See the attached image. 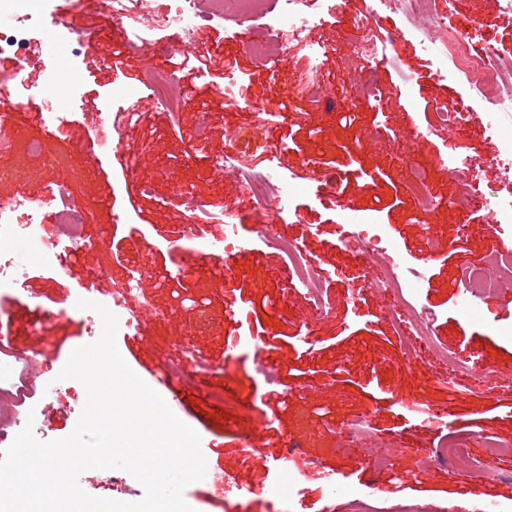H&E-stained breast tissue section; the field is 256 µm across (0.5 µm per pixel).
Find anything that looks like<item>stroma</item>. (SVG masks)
Segmentation results:
<instances>
[{"label":"stroma","mask_w":512,"mask_h":512,"mask_svg":"<svg viewBox=\"0 0 512 512\" xmlns=\"http://www.w3.org/2000/svg\"><path fill=\"white\" fill-rule=\"evenodd\" d=\"M370 5L309 0L315 24L300 38L282 35L283 53L261 62L246 46L247 39L262 37L260 21L214 19V0H195L196 51L211 53L213 62L205 71L185 70L188 92L170 105L150 88L152 71L166 68L167 60L147 58L139 46L174 42L173 30L129 27L130 46L114 58L91 48L76 59L58 51L75 24L113 32L95 0H48L25 60L8 56L0 62V82L15 88L20 100L11 121L0 127V197L44 196L67 181V203L88 215L85 234L98 243L92 250L62 252L59 269L16 251L25 275L18 290L0 293V336L40 361L32 396L46 383L56 391L38 418L45 439L69 435L86 401L80 382L59 377L71 351L90 341L75 296L89 289L98 301H108L113 288L140 274L150 285L155 315L137 337L118 329L116 343L127 365L143 378L187 349L212 369L186 385L196 404L179 414L199 434L210 473L183 492L194 512H270L269 497L257 487L279 481L275 464L292 441L300 444V467L312 464L339 481L371 486L369 502L380 512L408 505L421 512L443 506L477 512L486 501L512 512V454L499 456L493 480H475L448 465L418 479L402 478L367 463L369 456L394 454L400 469L411 473L421 466L419 449L446 439L466 440L470 455L480 460L485 438L512 444V336L500 333L501 323L512 321V285L488 295L480 318L465 317L456 307L463 270L486 264L499 240L482 209L464 214L453 207L460 186L448 176L447 142L472 161L482 190L506 194L512 182L496 166L495 142L477 119L452 132L439 127V108L462 107V91L438 77L402 14L378 9L377 62L348 67L360 41L353 21ZM429 8L470 30L476 51L490 47L512 58V13L500 10L497 0H429ZM53 69L72 71L78 88H47L44 78ZM228 70L249 84L246 98L225 97ZM311 71L316 88L294 92L295 80ZM373 79L387 90L378 102L358 93ZM405 80L412 88L407 96L398 92ZM129 88L142 91L135 101L138 116L116 147L101 112L107 102L123 106ZM49 90L69 114L60 130L51 127L43 107ZM346 113L351 122H343ZM202 114L209 122L203 140L197 136ZM38 141L44 151L32 150ZM276 146L296 177L314 171L341 179L338 193L310 181L273 228L274 235L295 240L324 272V318L298 291H285V265L266 243L257 241L228 266L200 256L202 242L224 232L208 209H246L242 231L251 237L265 222L263 211L244 200L238 183L217 172L216 163L231 153L241 169L263 170ZM418 169L437 199L427 210L418 208L410 188ZM144 180L153 184L152 193L141 192ZM184 196L194 197L199 208L182 205ZM365 216L386 225L408 266L425 271L421 300L435 315V344L463 359L475 347L486 350L494 392L477 387L453 394L429 354L406 357L392 298L365 287L363 261L338 240L343 218ZM244 334L273 340L268 364L277 384L256 377L246 352L228 355V342ZM422 406L447 410V420L427 421L418 412ZM214 410L219 418H211ZM364 415L371 418L370 434L359 443L347 437L345 423ZM253 425L264 435L257 452L245 442ZM224 474L235 488L226 496L211 482Z\"/></svg>","instance_id":"35a3bbf8"}]
</instances>
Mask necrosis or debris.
<instances>
[{"label":"necrosis or debris","instance_id":"necrosis-or-debris-1","mask_svg":"<svg viewBox=\"0 0 512 512\" xmlns=\"http://www.w3.org/2000/svg\"><path fill=\"white\" fill-rule=\"evenodd\" d=\"M45 2L0 0V16L8 15L13 19L12 24L0 25L1 56L24 57L29 44L27 23L41 15ZM298 2L283 0L282 7L273 13L266 26V41L253 48L258 57L281 52V32L298 35L312 22V15L300 10ZM380 2L408 16L415 37L423 51L433 58L438 74L459 83L466 99L479 108V121L484 123L497 141L495 161L505 175L511 177L512 131L500 129L497 116L502 112H512V59H497L490 50L482 53L475 51L470 33L448 22L446 15L424 11V0ZM197 19L194 0H171L169 9L162 15L156 14L147 0H141L137 14L138 24L146 29L163 25L189 29L195 27ZM449 170L451 177L462 187L454 200L455 207L462 212L477 206L484 209L488 226L502 244L489 266L465 273L461 279L457 292L458 307L464 314L475 317L479 314L476 298L500 288L502 282L496 270L512 264V194L507 196L481 191L468 160L451 164ZM224 173L235 178L242 192L273 218L281 215L294 195L307 188L306 183L289 177L285 172L273 169L245 171L229 161L224 164ZM42 207V202L31 198L10 197L0 201V292L13 289L21 278V269L12 258L17 245L32 247L46 262L53 261L59 250L78 252L92 245L83 232L85 216L64 207L55 214L58 224L64 228L63 238L53 242L45 240L39 219ZM217 220L224 225V236L204 244L206 256L229 259L252 250L254 241L242 233L234 212H219ZM342 242L363 261H381L378 274L367 278L366 287L391 293L399 308L395 326H410L414 336L425 342L430 341L433 317L420 302L425 274L406 267L384 226L364 219L355 229L345 232ZM268 243L283 256L290 287L302 289L315 314L324 315L323 275L314 262L293 240L276 236L269 238ZM144 288L143 277L131 278L121 287L113 289L106 303L126 330H138L149 311L148 303H141L136 308L131 305L132 299ZM37 365L36 358L21 357L11 343L0 340V392H23L33 383ZM486 445L492 450L491 457L472 464L468 461L465 441L446 440L427 453L426 464L431 467L462 461L466 463L468 471L478 477H490L495 473L494 457L511 453L512 447L492 439L487 440ZM294 459V450H286L277 465L281 478L266 490L272 501L271 512H295L305 473L294 469Z\"/></svg>","mask_w":512,"mask_h":512}]
</instances>
